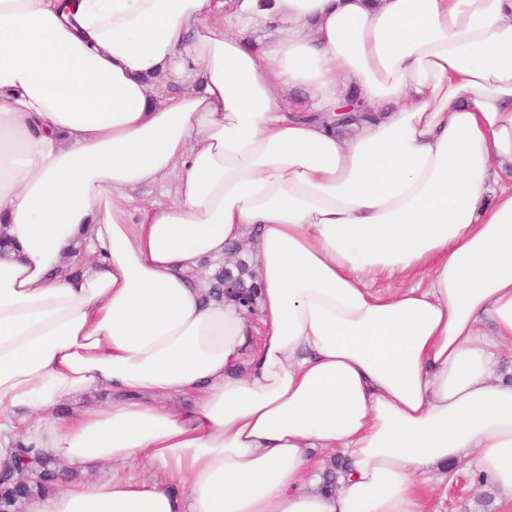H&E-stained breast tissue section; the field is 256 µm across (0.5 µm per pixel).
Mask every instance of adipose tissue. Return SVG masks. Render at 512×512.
I'll list each match as a JSON object with an SVG mask.
<instances>
[{"label":"adipose tissue","mask_w":512,"mask_h":512,"mask_svg":"<svg viewBox=\"0 0 512 512\" xmlns=\"http://www.w3.org/2000/svg\"><path fill=\"white\" fill-rule=\"evenodd\" d=\"M508 173L512 0H0V474L70 472L27 512H425L466 463L512 512ZM241 241L252 314L199 275Z\"/></svg>","instance_id":"1"}]
</instances>
